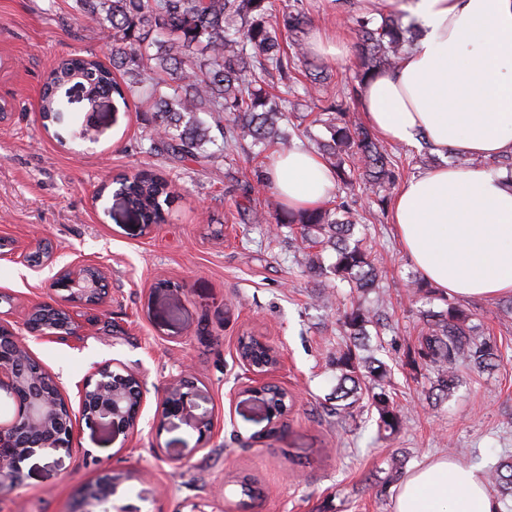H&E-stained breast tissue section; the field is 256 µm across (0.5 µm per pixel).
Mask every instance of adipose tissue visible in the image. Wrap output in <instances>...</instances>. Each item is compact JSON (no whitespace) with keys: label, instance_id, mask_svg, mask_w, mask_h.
I'll return each instance as SVG.
<instances>
[{"label":"adipose tissue","instance_id":"1","mask_svg":"<svg viewBox=\"0 0 512 512\" xmlns=\"http://www.w3.org/2000/svg\"><path fill=\"white\" fill-rule=\"evenodd\" d=\"M371 16L407 13L423 35L400 65L362 89L363 119L379 137L427 143L442 165L408 180L391 222L433 287L460 298L512 295V174L491 169L512 155V0H356ZM479 158V167L447 155ZM266 176L292 209L313 208L334 179L315 151L278 155ZM392 512H500L478 468L438 458L408 473Z\"/></svg>","mask_w":512,"mask_h":512}]
</instances>
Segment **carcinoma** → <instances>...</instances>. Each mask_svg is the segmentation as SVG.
<instances>
[{"label": "carcinoma", "instance_id": "1", "mask_svg": "<svg viewBox=\"0 0 512 512\" xmlns=\"http://www.w3.org/2000/svg\"><path fill=\"white\" fill-rule=\"evenodd\" d=\"M80 14L101 26L112 43L109 65L81 57H63L51 69L41 97L40 112L52 120L63 104L57 91L68 83L83 87L98 100L115 94L121 99L146 96L152 104L151 128L140 138L143 153L172 154L195 162L210 161L245 144L292 147L290 125L302 103L319 110L314 122L326 137L315 141L317 152L336 177L346 199L304 211L275 206L278 224H295L300 244L295 263L314 276L324 269L316 247H330L336 260L330 271L350 291L364 293L376 286L371 251L347 242L351 206L357 192L375 196L384 206L400 177L398 160L362 122L350 117L347 100L359 96L363 83L397 68L416 38L415 24L398 16L380 23L353 17L357 32L356 83L326 95L324 69L307 57L304 39L312 19L306 0H76ZM127 206L145 224H161V198L174 182L151 173L119 181ZM376 315L360 306L344 314L348 341L336 350L335 413L346 417L360 401L367 378L379 382L371 394L379 427L394 432L401 415L381 385V364L357 353L360 336ZM462 305L448 303L427 311L425 332L407 352V364L433 374L429 393L446 395L456 385L461 364L482 369L498 359L497 348L472 336ZM241 355L255 366L268 363L266 352L251 336L240 339ZM495 487L512 491V460L499 463L492 474Z\"/></svg>", "mask_w": 512, "mask_h": 512}]
</instances>
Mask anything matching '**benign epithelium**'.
<instances>
[{
  "label": "benign epithelium",
  "mask_w": 512,
  "mask_h": 512,
  "mask_svg": "<svg viewBox=\"0 0 512 512\" xmlns=\"http://www.w3.org/2000/svg\"><path fill=\"white\" fill-rule=\"evenodd\" d=\"M97 269L93 264L61 269L52 283L55 291L68 292L67 300L81 306H97L104 299L100 279H85L82 271ZM41 315L57 317L63 328L46 327L27 318V329L36 337L61 339L76 336L80 320L77 314L53 304L42 303ZM31 353L23 339L11 325L0 321V393H6L14 402L15 412L7 422H0V491L16 489L21 482V463L40 452L50 454L69 448L75 439L72 416L61 412L67 405L57 383L44 371H32L25 366ZM243 364L252 375L246 390L254 397L264 399L269 370L276 365L257 368L249 360ZM112 374L111 366L97 368L86 380L80 396L82 415L90 423H103L119 432L132 434L138 426L145 398L144 383L133 372H126L122 382H105ZM201 396L197 384L186 380L164 390L159 398V410L164 418L179 416L189 401ZM117 488L116 479L107 486L98 483L81 488V512H112V496Z\"/></svg>",
  "instance_id": "obj_1"
}]
</instances>
